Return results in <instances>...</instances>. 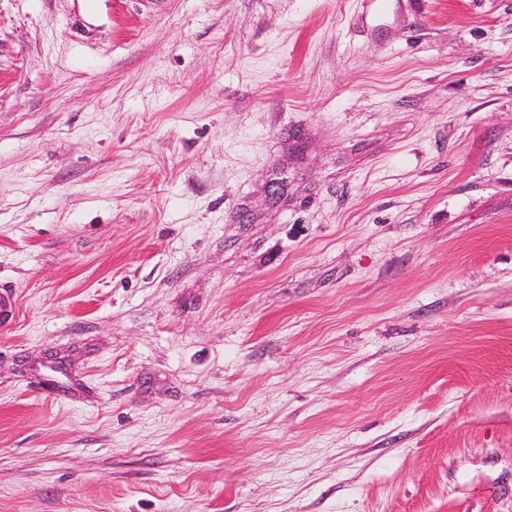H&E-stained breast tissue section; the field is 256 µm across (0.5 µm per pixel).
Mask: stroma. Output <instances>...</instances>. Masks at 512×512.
Wrapping results in <instances>:
<instances>
[{
	"mask_svg": "<svg viewBox=\"0 0 512 512\" xmlns=\"http://www.w3.org/2000/svg\"><path fill=\"white\" fill-rule=\"evenodd\" d=\"M0 512H512V0H0Z\"/></svg>",
	"mask_w": 512,
	"mask_h": 512,
	"instance_id": "35a3bbf8",
	"label": "stroma"
}]
</instances>
